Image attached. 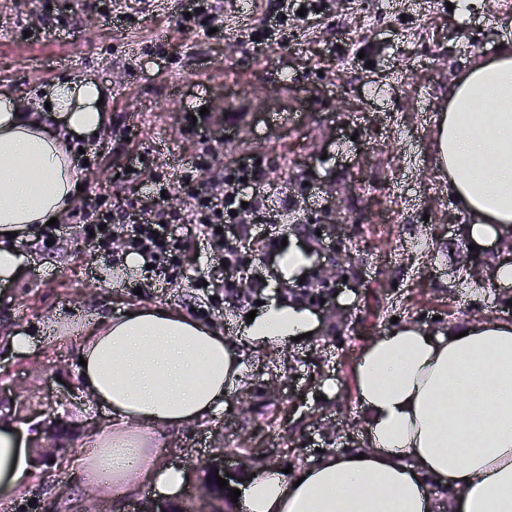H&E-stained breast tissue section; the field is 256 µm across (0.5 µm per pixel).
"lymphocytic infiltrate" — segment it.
<instances>
[{
    "label": "lymphocytic infiltrate",
    "instance_id": "f902f5d3",
    "mask_svg": "<svg viewBox=\"0 0 512 512\" xmlns=\"http://www.w3.org/2000/svg\"><path fill=\"white\" fill-rule=\"evenodd\" d=\"M326 0H277L260 28L262 36L256 50H264L278 40L280 32L290 26L297 11L314 15L326 9ZM231 179H219L215 186L195 193L188 209L158 208L153 220L140 221L133 205L98 213L100 229L93 238L101 247L120 242L122 248L147 258L159 266L180 261L184 235L203 237L214 257L228 262L250 215L260 214L264 204V174L252 160L238 163Z\"/></svg>",
    "mask_w": 512,
    "mask_h": 512
}]
</instances>
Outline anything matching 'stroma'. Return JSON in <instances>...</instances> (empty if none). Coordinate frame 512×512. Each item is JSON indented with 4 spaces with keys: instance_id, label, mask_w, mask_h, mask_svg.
Returning a JSON list of instances; mask_svg holds the SVG:
<instances>
[{
    "instance_id": "stroma-1",
    "label": "stroma",
    "mask_w": 512,
    "mask_h": 512,
    "mask_svg": "<svg viewBox=\"0 0 512 512\" xmlns=\"http://www.w3.org/2000/svg\"><path fill=\"white\" fill-rule=\"evenodd\" d=\"M66 13L64 28L40 16ZM220 33L181 28L177 0H120L103 15L99 0H0V90L34 100L73 76L104 89L111 111L98 142L86 146L90 178L57 226L55 254L41 233L19 241L24 254L13 287L0 288V418L14 422L29 448L47 421H66L64 457L36 464L0 512H81V471L93 457L89 435L109 429V409L94 402L78 375L87 321L118 316L132 304L173 305L242 344L243 380L226 408L178 427L145 430L146 449H168L182 470L181 504L209 512L199 496L203 461L235 467L251 452L254 469L300 468L320 453L366 445L353 366L366 344L415 323L430 333L465 318L512 320V288L484 291L512 242L469 249L470 218L448 194L436 162L439 109L462 70L512 40V0H332L322 17L285 29L256 54L249 40L263 20L260 0H219ZM263 97H255L254 87ZM229 98L237 111L221 127L193 123L201 107ZM209 149L213 172L240 159L265 171L266 223L242 241L249 265L246 307L225 294L229 269L201 238H191L169 282L127 268L113 251L82 238L89 200L103 207L137 199L152 219L159 189L188 206L191 163ZM282 237L307 251L305 277L329 254L348 255V279L317 305L316 335L255 351L241 334L258 303L293 300L262 242ZM109 278L111 287L92 282ZM352 328L325 319L327 304ZM27 334L15 353L9 337Z\"/></svg>"
}]
</instances>
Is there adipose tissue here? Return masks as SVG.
<instances>
[{"mask_svg": "<svg viewBox=\"0 0 512 512\" xmlns=\"http://www.w3.org/2000/svg\"><path fill=\"white\" fill-rule=\"evenodd\" d=\"M97 81L53 83L34 111L0 93V287L24 263L17 238L73 208L82 174L69 142L91 141L110 110ZM437 164L448 192L472 218L475 248L512 236V42L458 77L436 128ZM310 308L273 301L243 330L261 348L317 332ZM81 384L112 412L95 436L88 484L148 482L176 499L182 473L164 449L146 454L135 429L173 427L224 406L244 373L235 344L178 307L131 306L92 324L81 348ZM367 433L364 452L329 454L291 473L263 469L242 489L247 512H433L432 485L447 488L453 512H512V321L493 316L431 334L406 323L376 337L354 368ZM23 437L0 423V495H11L28 467Z\"/></svg>", "mask_w": 512, "mask_h": 512, "instance_id": "obj_1", "label": "adipose tissue"}]
</instances>
